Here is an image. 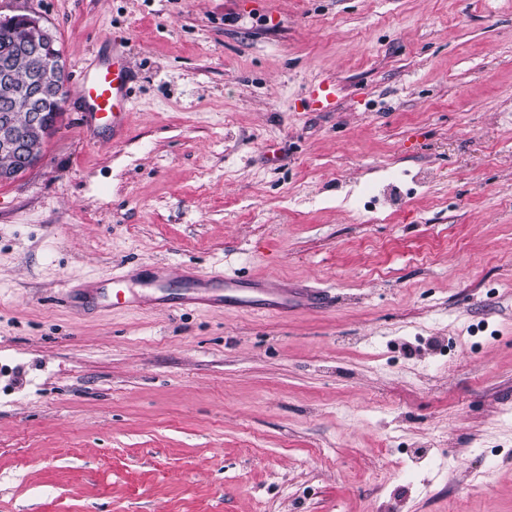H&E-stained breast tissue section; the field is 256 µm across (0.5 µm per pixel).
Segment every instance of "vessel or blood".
<instances>
[{"mask_svg":"<svg viewBox=\"0 0 512 512\" xmlns=\"http://www.w3.org/2000/svg\"><path fill=\"white\" fill-rule=\"evenodd\" d=\"M129 83L124 56L117 51L112 54L111 64L88 66L82 70L78 95L88 107L84 121L88 132L106 130L116 139L125 134L130 112ZM179 276L182 291L177 304L182 308L205 303L213 308L249 310L260 302L265 311L284 315L292 300L287 288L264 279L246 281L221 272L199 275L189 267L182 268ZM166 278L167 273L163 270L120 271L113 273L108 282L94 284L87 289L86 295L93 306L130 310L141 304V289L162 287Z\"/></svg>","mask_w":512,"mask_h":512,"instance_id":"vessel-or-blood-1","label":"vessel or blood"}]
</instances>
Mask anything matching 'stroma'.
Returning a JSON list of instances; mask_svg holds the SVG:
<instances>
[{
  "instance_id": "1",
  "label": "stroma",
  "mask_w": 512,
  "mask_h": 512,
  "mask_svg": "<svg viewBox=\"0 0 512 512\" xmlns=\"http://www.w3.org/2000/svg\"><path fill=\"white\" fill-rule=\"evenodd\" d=\"M19 14L71 93L0 182V512H512V0H0ZM117 37L116 143L76 90ZM139 264L324 303H66Z\"/></svg>"
}]
</instances>
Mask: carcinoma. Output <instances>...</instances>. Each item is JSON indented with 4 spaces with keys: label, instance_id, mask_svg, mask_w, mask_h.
<instances>
[{
    "label": "carcinoma",
    "instance_id": "carcinoma-1",
    "mask_svg": "<svg viewBox=\"0 0 512 512\" xmlns=\"http://www.w3.org/2000/svg\"><path fill=\"white\" fill-rule=\"evenodd\" d=\"M22 25L21 19L12 25L0 23V66L15 55L17 29ZM63 65L65 62L61 46L55 40L31 52L27 65L15 72L14 85L17 95L37 93V109L44 113L48 125L52 128L56 127L63 108L55 99L51 81L54 78V70ZM8 123L24 126V113L10 111L9 104L0 96V127Z\"/></svg>",
    "mask_w": 512,
    "mask_h": 512
}]
</instances>
